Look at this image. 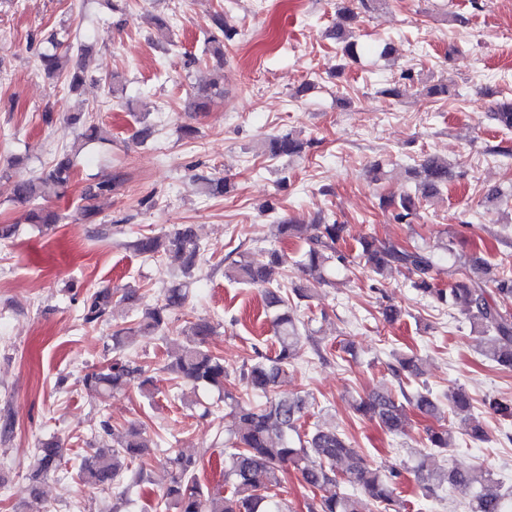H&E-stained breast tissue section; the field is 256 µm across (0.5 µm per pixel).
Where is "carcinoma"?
I'll return each mask as SVG.
<instances>
[{
	"mask_svg": "<svg viewBox=\"0 0 512 512\" xmlns=\"http://www.w3.org/2000/svg\"><path fill=\"white\" fill-rule=\"evenodd\" d=\"M214 31L207 38L208 50L217 58H224V41L232 40L235 31L224 21V14L213 16ZM50 47L39 55L44 71L50 77L61 73L67 54L58 52L62 42L56 37L49 40ZM223 90L215 80L196 92L192 106L197 112L208 109L212 98ZM492 119L506 130L512 129V101L500 103L492 112ZM68 123L82 126V132L72 150L59 155L50 168L41 175L16 181L12 186V200L29 206L28 221L41 228L50 229L58 223V215L43 206L40 199L66 187L75 174L74 157L87 142L105 139L106 131L95 125L85 124L78 114L69 117ZM265 154L271 159L290 158L302 152L303 142L291 133L276 135L264 141ZM418 178L414 192L381 199L382 205L393 209L394 219L409 224L417 217L422 203L440 194L448 184V161L426 155L413 168ZM119 184L117 178L104 179L87 186L82 193L85 204L80 214L89 220L97 215L91 201L110 192ZM203 192L209 197H222L232 188L225 176H213L202 182ZM280 239L299 238L305 249L295 261L297 268L317 282L324 281L323 271L333 265L347 263L346 254L340 249L346 241L348 225L338 224L326 215H320L313 224H290L282 221L276 225ZM360 256L378 275L398 269L407 273L410 286L417 293L434 301L459 309L471 329L482 335V354L498 366L512 370V315L503 311L495 297L512 298V273L493 271L484 258L471 255L467 258L454 255L452 265L444 269L440 260L431 252L416 245L380 242L372 236L359 241ZM138 254L159 259L169 255L181 264L186 275L200 261V244L191 228L182 226L163 235H142L131 242ZM286 255L277 248L266 251L265 259L258 261L248 253L239 254L231 272L238 283L263 289L266 306L272 311L271 319L277 349L268 355L259 352L253 362L242 365L238 382L244 394L236 396L224 392V406L229 409L232 424L228 429L230 453L224 465V485L229 491L222 493L203 488L197 481V459L177 452L168 458L169 483L157 502L160 512L174 508L176 512H292L286 500L278 497L275 489L282 483V472L287 465L300 474L311 492L329 484L347 483L357 489L355 493L339 491L332 496L312 498L310 512H363L362 497H367L377 512H390L396 503L394 490L401 471L386 473L373 466L366 457L351 446L348 438L331 429L314 427L302 435L300 429L308 415L307 396L281 395L276 392L281 380L288 375L291 360L297 347L311 336L302 335L301 321L297 317L298 304L313 296V289L292 285L286 289L284 281ZM448 273V287L441 288L438 276ZM114 293L110 288L98 289L82 300L81 319L86 324L97 323L112 307ZM186 292L179 284L164 290V303L145 310L136 318L135 326L113 331V338L120 341L133 336H154L170 331L168 314L183 307ZM214 328L206 320L190 322L182 330L183 337H165L170 362L166 369L196 388L210 386L222 388L229 372L224 359L207 347L208 337ZM388 363L392 375L398 380L399 390L375 392L352 402L353 411L360 417L377 422L394 435L405 433L407 411L412 408L419 414L435 418L441 413L440 399L430 391L408 393L404 381L422 374L419 358L392 353ZM142 370L122 358L83 377L85 387L107 395L122 389L141 376ZM448 411L469 422L471 440L481 442L487 430L472 415L471 398L461 387L448 391ZM451 434L441 425L426 430L424 449L418 452L413 472L423 496L432 500L443 499L442 493L450 488L467 497L469 512H512V489L494 478L491 470L445 469L432 464L433 452L442 453L450 445ZM152 441L141 429L132 426L115 448H97L83 458L77 471L79 481L101 491L112 488L128 476L135 481L140 472L132 469ZM62 448L59 441L50 439L39 443L31 456L33 477L55 474L59 470Z\"/></svg>",
	"mask_w": 512,
	"mask_h": 512,
	"instance_id": "carcinoma-1",
	"label": "carcinoma"
}]
</instances>
